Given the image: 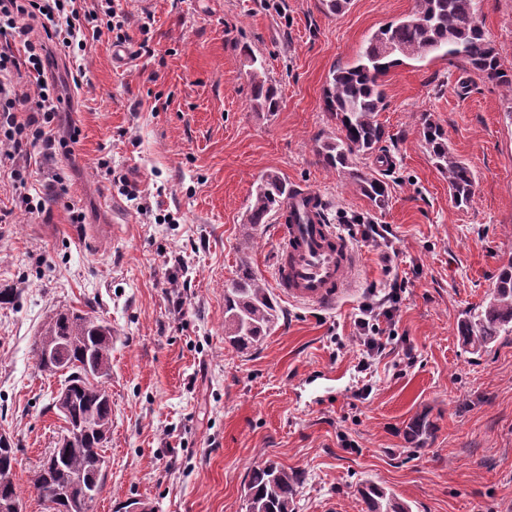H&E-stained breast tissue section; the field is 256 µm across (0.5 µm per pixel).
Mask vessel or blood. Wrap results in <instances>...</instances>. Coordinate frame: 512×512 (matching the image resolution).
Instances as JSON below:
<instances>
[{"instance_id":"b4317fda","label":"vessel or blood","mask_w":512,"mask_h":512,"mask_svg":"<svg viewBox=\"0 0 512 512\" xmlns=\"http://www.w3.org/2000/svg\"><path fill=\"white\" fill-rule=\"evenodd\" d=\"M274 235L280 242L275 285L283 298L329 309L351 291L359 258L349 241L327 223L319 193L295 189Z\"/></svg>"}]
</instances>
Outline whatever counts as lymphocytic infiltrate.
<instances>
[{
  "mask_svg": "<svg viewBox=\"0 0 512 512\" xmlns=\"http://www.w3.org/2000/svg\"><path fill=\"white\" fill-rule=\"evenodd\" d=\"M77 16L84 17L93 34L113 33L119 44L129 39L128 17L117 11L113 0L82 14L75 9L74 0H0V35L21 38L25 46L21 59L10 48L0 49V143L8 144L13 154L27 157L35 148L46 157L55 153L53 125L62 98L56 86L42 78L48 61L47 42L58 37L66 47L84 45L82 29L73 22ZM37 19L42 22L45 37L32 41L28 38L29 23ZM31 77L37 80L33 91L26 86ZM400 291V283H392L383 298L360 308L354 328L363 362L384 355L390 339L386 328L394 322Z\"/></svg>",
  "mask_w": 512,
  "mask_h": 512,
  "instance_id": "lymphocytic-infiltrate-1",
  "label": "lymphocytic infiltrate"
}]
</instances>
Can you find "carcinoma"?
I'll return each instance as SVG.
<instances>
[{
    "mask_svg": "<svg viewBox=\"0 0 512 512\" xmlns=\"http://www.w3.org/2000/svg\"><path fill=\"white\" fill-rule=\"evenodd\" d=\"M478 0H416L414 9L400 20L378 28L356 60L334 68L324 89L326 111L340 126V134L320 144L322 165L348 176L355 189L379 209L389 200V184L357 168L358 158L381 149L387 138L378 120L386 106L384 77L406 60L454 57L465 60L483 79L512 92V74L505 72L478 17ZM251 84L252 106L273 113L279 90L269 83L264 61L244 49ZM421 132L436 167L448 179L458 205L474 195L475 175L448 147L442 126L422 118ZM291 187L269 173L256 187L247 225L256 229L270 222L288 201ZM277 302L249 269L224 289V340L239 350L258 344L276 326ZM457 334L467 352L492 347L512 336V256L503 260L490 292L466 310L457 322ZM33 353L38 367L67 372L69 385L62 408L66 424L79 430L55 448L58 464L41 465L31 484L51 512H67L63 495L94 501L101 493L106 460L105 439L112 429V402L105 384L112 373V326L107 321L70 308L49 315L35 336ZM435 426L427 414H418L406 428V438L422 448ZM18 463L15 443L0 445V512L20 501L15 483ZM300 474L272 460L252 468L245 487V512H295ZM362 512H410L409 506L373 483L358 488Z\"/></svg>",
    "mask_w": 512,
    "mask_h": 512,
    "instance_id": "cac0c4a2",
    "label": "carcinoma"
}]
</instances>
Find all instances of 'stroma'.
<instances>
[{
  "mask_svg": "<svg viewBox=\"0 0 512 512\" xmlns=\"http://www.w3.org/2000/svg\"><path fill=\"white\" fill-rule=\"evenodd\" d=\"M117 4L130 22L123 63L105 33L55 51L45 71L64 98L61 129L80 134L71 152L32 166L43 212L20 210L12 163L0 162V290L16 295L0 304V431L17 448L26 512H46L30 479L63 427L52 402L64 378L37 366L33 342L62 306L107 320L114 336L108 468L91 512H245L244 484L266 459L300 473L296 512H361L366 482L412 512H512V336L472 354L455 330L512 254V92L459 59L391 69L379 114L389 139L357 161L390 185L379 210L318 159V143L338 133L323 89L415 0H351L337 15L321 0ZM478 17L512 73V0H479ZM144 40L151 51L137 55ZM245 45L280 92L277 112L252 107ZM425 115L474 169L470 205L455 204L435 167ZM269 172L322 196L360 266L335 309L279 300L275 329L242 353L224 341V288L244 261L273 284L271 225L241 247ZM75 210L84 223H72ZM359 214L385 238L355 234L346 220ZM394 281L392 349L361 369L354 319ZM423 411L436 432L414 448L405 430Z\"/></svg>",
  "mask_w": 512,
  "mask_h": 512,
  "instance_id": "obj_1",
  "label": "stroma"
}]
</instances>
